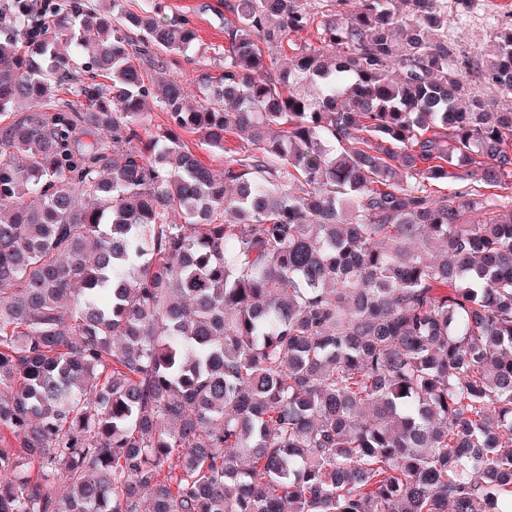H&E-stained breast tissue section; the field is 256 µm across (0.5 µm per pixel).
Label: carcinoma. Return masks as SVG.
Masks as SVG:
<instances>
[{
	"mask_svg": "<svg viewBox=\"0 0 512 512\" xmlns=\"http://www.w3.org/2000/svg\"><path fill=\"white\" fill-rule=\"evenodd\" d=\"M106 2L0 0V512H512V24L335 0L281 69L304 5L224 0L188 108ZM448 1V42L469 55L491 54L496 35L512 22V0H472L465 11ZM183 143L193 154L204 164L213 168L224 166L225 157L220 152L212 151L205 143L203 137L198 133H181Z\"/></svg>",
	"mask_w": 512,
	"mask_h": 512,
	"instance_id": "obj_1",
	"label": "carcinoma"
}]
</instances>
